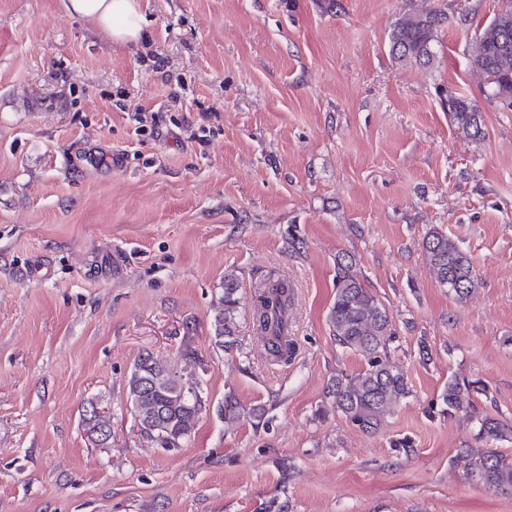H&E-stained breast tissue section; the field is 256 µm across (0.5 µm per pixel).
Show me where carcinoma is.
I'll return each mask as SVG.
<instances>
[{"label":"carcinoma","mask_w":512,"mask_h":512,"mask_svg":"<svg viewBox=\"0 0 512 512\" xmlns=\"http://www.w3.org/2000/svg\"><path fill=\"white\" fill-rule=\"evenodd\" d=\"M448 21L442 10L409 11L394 24L390 34L391 54L401 63L421 67L432 66L433 50L438 34ZM512 0L474 31L468 46L472 69L485 78L491 95L502 103V109L512 111ZM453 123L473 133L481 132V116L471 100L450 94L441 100ZM423 248L439 284L458 299L466 298L477 285L476 273L467 253L443 231L435 228L423 240ZM255 293L254 318L263 337L267 355L275 361H288L292 346L288 341V308L293 299V285L280 276L260 280ZM240 282L232 271L224 273L223 308L214 318L215 344L221 348L235 342L238 329ZM330 331L341 347L363 356L368 368L354 376L336 379L329 395L336 411L365 433L377 432L397 404L410 394L405 373L394 368L387 357L394 332L385 305L365 288L354 270L352 259L336 262V291L328 316ZM193 354H181L182 367L177 369L150 353L141 355L128 378V392L137 426L143 438L156 447L179 448L190 437L200 414L203 401L200 383L192 371ZM484 391L479 382L448 381L442 402L448 414L469 412L473 406L471 394ZM94 442L103 444L112 434L110 416L88 418ZM512 434V425L499 419L482 417L478 421V436L495 441ZM458 459L470 468L474 480L486 489L512 493V460L493 449L474 453L460 449Z\"/></svg>","instance_id":"obj_1"}]
</instances>
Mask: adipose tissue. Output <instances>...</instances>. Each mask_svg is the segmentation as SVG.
I'll use <instances>...</instances> for the list:
<instances>
[{"mask_svg": "<svg viewBox=\"0 0 512 512\" xmlns=\"http://www.w3.org/2000/svg\"><path fill=\"white\" fill-rule=\"evenodd\" d=\"M63 6L67 14L84 19L116 45L126 46L141 37L144 15L140 0H64Z\"/></svg>", "mask_w": 512, "mask_h": 512, "instance_id": "adipose-tissue-1", "label": "adipose tissue"}]
</instances>
